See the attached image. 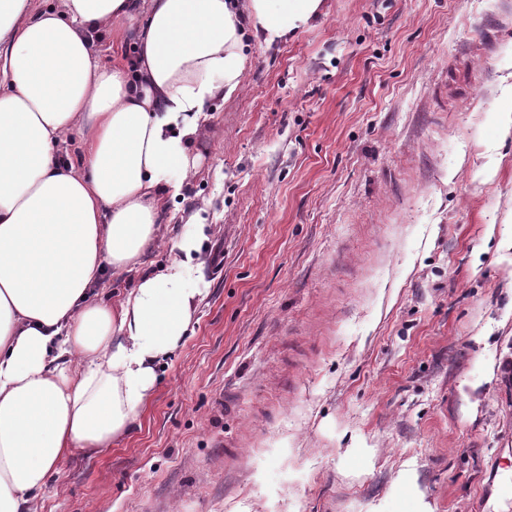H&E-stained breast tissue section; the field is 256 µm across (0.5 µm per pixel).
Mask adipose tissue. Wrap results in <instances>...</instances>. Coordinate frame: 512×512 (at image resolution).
Returning <instances> with one entry per match:
<instances>
[{
	"label": "adipose tissue",
	"mask_w": 512,
	"mask_h": 512,
	"mask_svg": "<svg viewBox=\"0 0 512 512\" xmlns=\"http://www.w3.org/2000/svg\"><path fill=\"white\" fill-rule=\"evenodd\" d=\"M323 0H0V512L36 501L73 449L125 437L188 336L204 226L164 237L155 196L196 169L200 117ZM136 24L139 51L100 66L96 36ZM78 137L82 165L59 157ZM172 259L116 303L105 272L158 242Z\"/></svg>",
	"instance_id": "adipose-tissue-1"
}]
</instances>
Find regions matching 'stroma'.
I'll return each instance as SVG.
<instances>
[{"label":"stroma","mask_w":512,"mask_h":512,"mask_svg":"<svg viewBox=\"0 0 512 512\" xmlns=\"http://www.w3.org/2000/svg\"><path fill=\"white\" fill-rule=\"evenodd\" d=\"M201 119L208 292L37 512H512V0H325Z\"/></svg>","instance_id":"1"}]
</instances>
